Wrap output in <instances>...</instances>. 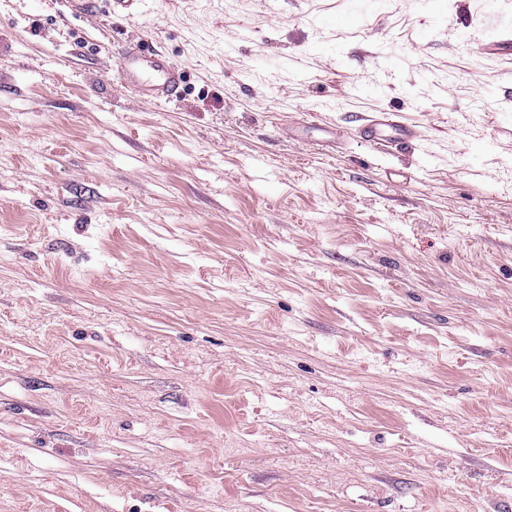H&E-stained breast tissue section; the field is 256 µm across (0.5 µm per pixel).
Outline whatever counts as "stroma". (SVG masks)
I'll return each mask as SVG.
<instances>
[{
  "label": "stroma",
  "mask_w": 512,
  "mask_h": 512,
  "mask_svg": "<svg viewBox=\"0 0 512 512\" xmlns=\"http://www.w3.org/2000/svg\"><path fill=\"white\" fill-rule=\"evenodd\" d=\"M505 38L512 0H0V512H512ZM122 70L126 82L145 95L170 100L179 94V71L157 51L142 46L130 48ZM415 135L414 131L408 130L404 126L398 125L391 120L382 119L372 120L361 131L362 139L377 148L397 144Z\"/></svg>",
  "instance_id": "35a3bbf8"
}]
</instances>
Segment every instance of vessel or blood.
Returning a JSON list of instances; mask_svg holds the SVG:
<instances>
[{
	"label": "vessel or blood",
	"mask_w": 512,
	"mask_h": 512,
	"mask_svg": "<svg viewBox=\"0 0 512 512\" xmlns=\"http://www.w3.org/2000/svg\"><path fill=\"white\" fill-rule=\"evenodd\" d=\"M126 82L143 94L173 99L179 94L181 75L161 53L146 47L130 48L123 61ZM406 127L390 120L376 119L365 125L361 137L378 148H384L411 137Z\"/></svg>",
	"instance_id": "vessel-or-blood-1"
}]
</instances>
